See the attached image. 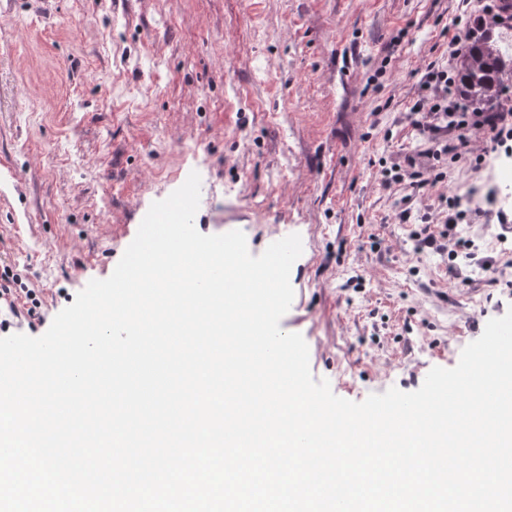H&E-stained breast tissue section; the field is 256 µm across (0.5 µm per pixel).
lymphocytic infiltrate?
I'll return each mask as SVG.
<instances>
[{"mask_svg":"<svg viewBox=\"0 0 512 512\" xmlns=\"http://www.w3.org/2000/svg\"><path fill=\"white\" fill-rule=\"evenodd\" d=\"M474 26L458 27L449 43L448 64L427 67L421 77L422 95L410 109L420 135L419 150L405 159L412 184H421L425 171L433 169L435 162L457 154L467 144L471 130H488L490 142L496 146L512 140L511 112L470 109L456 86L453 63L469 52Z\"/></svg>","mask_w":512,"mask_h":512,"instance_id":"obj_1","label":"lymphocytic infiltrate"}]
</instances>
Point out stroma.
I'll return each instance as SVG.
<instances>
[{
	"instance_id": "stroma-1",
	"label": "stroma",
	"mask_w": 512,
	"mask_h": 512,
	"mask_svg": "<svg viewBox=\"0 0 512 512\" xmlns=\"http://www.w3.org/2000/svg\"><path fill=\"white\" fill-rule=\"evenodd\" d=\"M468 19L464 0H0V272L43 299L0 320L43 335L195 171L200 233L242 231L255 256L300 235L280 328L314 380L360 402L455 367L512 308V156L476 130L435 185L381 178ZM455 195L479 211L466 247L417 250Z\"/></svg>"
}]
</instances>
